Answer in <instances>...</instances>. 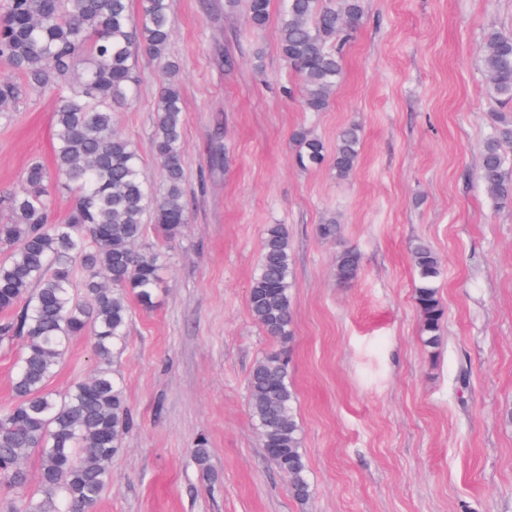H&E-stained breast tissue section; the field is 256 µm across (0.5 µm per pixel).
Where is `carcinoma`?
Segmentation results:
<instances>
[{"label":"carcinoma","instance_id":"1","mask_svg":"<svg viewBox=\"0 0 512 512\" xmlns=\"http://www.w3.org/2000/svg\"><path fill=\"white\" fill-rule=\"evenodd\" d=\"M270 0H247L255 32L265 29ZM363 15L362 0H282L279 49L302 79V106L324 112L343 72L344 44ZM171 35L170 0H140L138 20L129 0H8L0 12V60L25 85L54 91L53 171L32 161L25 187L7 197L10 221L0 224V342L24 341L12 381L15 400L0 410V487L11 498L0 512H90L111 477L112 458L133 424L112 353L127 339L129 307L149 308L161 284L164 254L138 248L152 214L153 230L171 242L188 223L184 203L183 107L168 64L153 134L154 155L164 171L158 191L150 184L135 147L112 129V111L132 97L142 55L162 58ZM486 83L494 98L512 103V36L495 34L482 48ZM301 167L332 161L337 176L354 169L361 130L339 132L327 156L310 130L295 133ZM479 178L499 207L512 205V113L502 112L479 161ZM76 192L67 219L52 218L54 195ZM417 276L413 300L423 344L443 340L444 308L437 287L442 266L432 248L411 250ZM361 255L352 247L336 254V277L353 283ZM294 286L288 229L266 227L257 273L248 288L253 320L280 348L255 362L249 380L250 409L270 462L288 481L292 496H312L298 422V396L288 380L294 339ZM94 339L98 366L92 377L60 394L48 389L69 340ZM39 458L37 487L24 465Z\"/></svg>","mask_w":512,"mask_h":512}]
</instances>
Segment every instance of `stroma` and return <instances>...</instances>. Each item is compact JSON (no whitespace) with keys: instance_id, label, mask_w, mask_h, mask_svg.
<instances>
[{"instance_id":"35a3bbf8","label":"stroma","mask_w":512,"mask_h":512,"mask_svg":"<svg viewBox=\"0 0 512 512\" xmlns=\"http://www.w3.org/2000/svg\"><path fill=\"white\" fill-rule=\"evenodd\" d=\"M166 60L140 57L135 97L112 126L153 187L152 138L166 61L179 66L188 222L164 245L153 307L130 305L112 357L134 419L93 512H512V207L489 198L478 159L500 102L481 47L512 34V0H363L328 110L303 111L278 43L281 0L261 34L246 0H170ZM57 96L23 89L0 112V196L33 159L51 164ZM361 129L358 163L303 170L293 135L334 149ZM336 217L341 239L316 228ZM288 229L293 268L289 377L312 496L297 501L267 459L248 378L272 339L247 301L266 225ZM443 267L444 340H420L410 248ZM356 248L358 279L336 280ZM97 366L74 337L56 392ZM468 383H460V374ZM206 440L215 482L193 457ZM361 270V255L352 247H343L336 254V277L345 285L353 283Z\"/></svg>"}]
</instances>
